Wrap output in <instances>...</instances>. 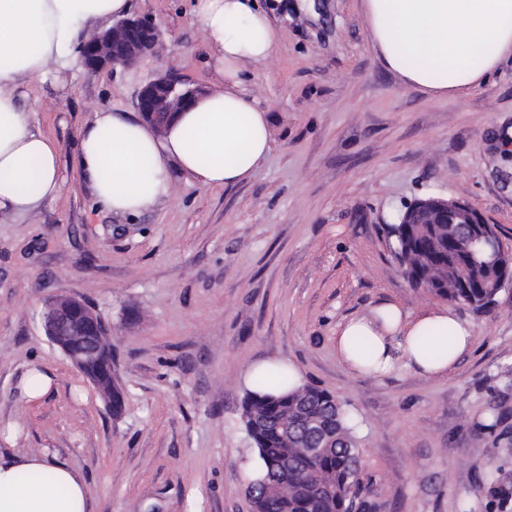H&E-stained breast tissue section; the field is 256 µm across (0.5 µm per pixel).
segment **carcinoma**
<instances>
[{
  "mask_svg": "<svg viewBox=\"0 0 512 512\" xmlns=\"http://www.w3.org/2000/svg\"><path fill=\"white\" fill-rule=\"evenodd\" d=\"M388 238L410 264L424 259L421 270L411 268L414 286H430L436 298L481 310L492 305L498 288H459L460 279L494 275V266L506 261L502 242L495 236L474 242L467 252L461 226L455 224H388ZM288 371L278 370L259 382L260 391H248L241 401L240 420L254 451L262 461L264 477L252 482L256 512H350L364 506L368 483L358 470L360 448L345 406L330 392L305 384L288 385ZM309 425L321 428L325 438L313 451L305 441L287 435L283 428ZM284 458L293 467L278 470Z\"/></svg>",
  "mask_w": 512,
  "mask_h": 512,
  "instance_id": "obj_1",
  "label": "carcinoma"
}]
</instances>
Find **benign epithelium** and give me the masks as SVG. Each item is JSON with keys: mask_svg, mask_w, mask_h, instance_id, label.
Returning a JSON list of instances; mask_svg holds the SVG:
<instances>
[{"mask_svg": "<svg viewBox=\"0 0 512 512\" xmlns=\"http://www.w3.org/2000/svg\"><path fill=\"white\" fill-rule=\"evenodd\" d=\"M162 42L158 24L144 17L119 19L102 31L82 39L80 57L89 70L129 66L156 53ZM202 92L186 85L171 71L148 81L137 98L141 118L157 133L165 132L174 115ZM401 224H462L473 228L472 239L485 236L493 224L468 202L458 198L428 196L403 211ZM45 335L74 368L84 373L104 365V340L98 331L99 316L85 302L67 294L52 296L42 312Z\"/></svg>", "mask_w": 512, "mask_h": 512, "instance_id": "benign-epithelium-1", "label": "benign epithelium"}]
</instances>
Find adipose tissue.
Segmentation results:
<instances>
[{"label":"adipose tissue","instance_id":"ef3b65f1","mask_svg":"<svg viewBox=\"0 0 512 512\" xmlns=\"http://www.w3.org/2000/svg\"><path fill=\"white\" fill-rule=\"evenodd\" d=\"M128 0H0V220L22 217L63 188L60 152L35 131L23 84L65 72L80 29L123 16ZM374 53L401 83L433 97H459L512 57V0H362ZM210 45L219 86L177 113L164 134L119 111H102L78 149L95 205L134 219L171 195L170 168L205 187L249 180L270 153L265 110L246 91L245 68L275 53L279 32L257 0H191ZM473 327L450 307L409 314L385 302L336 329V352L355 373L384 377L397 366L437 378L472 347ZM53 475L52 486L32 481ZM0 512H89L85 476L43 454L0 458Z\"/></svg>","mask_w":512,"mask_h":512}]
</instances>
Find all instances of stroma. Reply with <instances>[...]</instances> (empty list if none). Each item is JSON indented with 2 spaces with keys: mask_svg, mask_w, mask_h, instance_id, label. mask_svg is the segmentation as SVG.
<instances>
[{
  "mask_svg": "<svg viewBox=\"0 0 512 512\" xmlns=\"http://www.w3.org/2000/svg\"><path fill=\"white\" fill-rule=\"evenodd\" d=\"M319 2L312 18L298 0H259L280 32L246 81L272 131L260 169L226 188L173 172L171 197L133 221L95 205L78 142L95 112L135 111L159 71L217 87L188 0H131L161 27L155 56L95 72L77 59L67 92L49 76L25 88L34 128L59 144L63 191L0 223V454L67 462L91 512H251L239 378L265 359L293 363L358 419L364 512H512L494 494L512 492V285L487 309L458 307L475 341L447 376L363 377L335 345L341 321L379 302L437 305L383 232L415 199H463L512 246V60L466 96L433 98L375 55L359 0ZM60 292L108 329L120 415L42 329ZM33 363L54 383L29 402L19 383Z\"/></svg>",
  "mask_w": 512,
  "mask_h": 512,
  "instance_id": "35a3bbf8",
  "label": "stroma"
}]
</instances>
